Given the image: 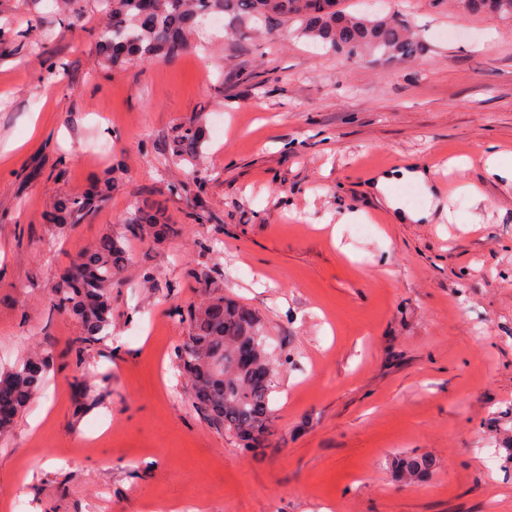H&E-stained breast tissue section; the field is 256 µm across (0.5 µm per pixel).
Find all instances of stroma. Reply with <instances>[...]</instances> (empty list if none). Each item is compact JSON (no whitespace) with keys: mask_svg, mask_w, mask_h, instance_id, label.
Returning a JSON list of instances; mask_svg holds the SVG:
<instances>
[{"mask_svg":"<svg viewBox=\"0 0 512 512\" xmlns=\"http://www.w3.org/2000/svg\"><path fill=\"white\" fill-rule=\"evenodd\" d=\"M344 5L404 15L421 53L350 61L289 25L253 39L208 21L191 48L114 69L97 0H0V371L54 356L0 434V507L512 512V184L481 160L512 152V22L454 0ZM195 120L194 168L168 142ZM409 160L437 168L447 216L403 224L374 196L373 175ZM108 179L94 217L52 223L61 196ZM146 200L177 231L128 243L108 334L75 353L58 274ZM354 211L370 234L339 223ZM215 293L256 311L282 362L274 450L256 458L177 366V309ZM400 452L432 474L396 482Z\"/></svg>","mask_w":512,"mask_h":512,"instance_id":"35a3bbf8","label":"stroma"}]
</instances>
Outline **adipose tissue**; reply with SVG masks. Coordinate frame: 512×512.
<instances>
[{
	"instance_id": "1",
	"label": "adipose tissue",
	"mask_w": 512,
	"mask_h": 512,
	"mask_svg": "<svg viewBox=\"0 0 512 512\" xmlns=\"http://www.w3.org/2000/svg\"><path fill=\"white\" fill-rule=\"evenodd\" d=\"M410 181L418 184L424 191L428 205L425 210L413 212L403 209L400 202L393 197L387 196L388 186L395 181ZM372 188L385 194V202L391 209L398 221L406 222H427L432 220L434 214L443 211V195L435 183L432 170L428 165L412 162L393 172L376 173L371 181Z\"/></svg>"
}]
</instances>
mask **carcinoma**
Listing matches in <instances>:
<instances>
[{
  "label": "carcinoma",
  "instance_id": "obj_1",
  "mask_svg": "<svg viewBox=\"0 0 512 512\" xmlns=\"http://www.w3.org/2000/svg\"><path fill=\"white\" fill-rule=\"evenodd\" d=\"M333 0H103L107 23L95 39L103 59L114 67L170 58L189 46V35L203 21L224 16L266 30L296 25L298 35L320 42L348 59L376 53L401 61L417 57L420 41L398 15L356 16L332 8ZM469 15L512 19V0H468ZM197 122L180 128L169 143L171 158L194 164L202 149ZM106 190L68 195L58 202L56 222L79 224L105 201ZM125 233L107 235L60 274L54 310L82 326L81 345L90 347L107 335L112 322V288L127 262L126 240L149 237L160 243L176 233L165 209L156 203L134 208L124 219ZM188 336L177 350L178 366L188 378L196 411L214 427L236 434L248 452L263 453L272 435V394L277 360L263 326L251 309L213 295L200 307L178 313ZM50 365L49 358L23 360L0 374L4 394L0 431L24 411ZM433 466L417 456L397 462L400 475L414 479Z\"/></svg>",
  "mask_w": 512,
  "mask_h": 512
}]
</instances>
